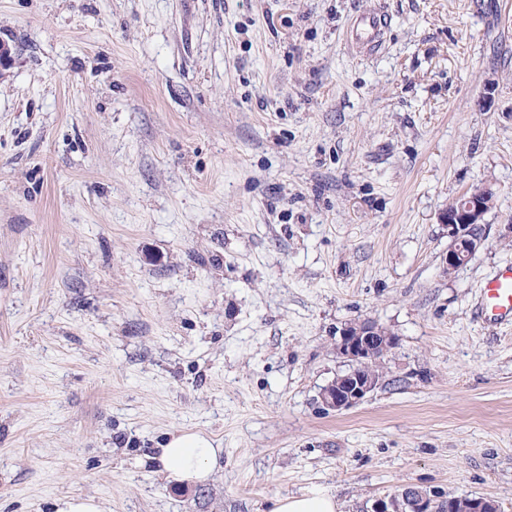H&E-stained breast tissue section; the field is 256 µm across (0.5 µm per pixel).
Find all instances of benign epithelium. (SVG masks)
Returning a JSON list of instances; mask_svg holds the SVG:
<instances>
[{
  "label": "benign epithelium",
  "instance_id": "1",
  "mask_svg": "<svg viewBox=\"0 0 512 512\" xmlns=\"http://www.w3.org/2000/svg\"><path fill=\"white\" fill-rule=\"evenodd\" d=\"M494 192L489 187L476 188L462 196L458 206L440 214L450 244L444 256V270L451 274L464 267L487 238L484 216L491 209ZM398 344L397 337L376 322L364 318L336 330V354L349 366L320 392L325 411L341 412L363 403L381 385L373 363L385 357ZM442 498L410 485L403 486L372 501L366 512H437Z\"/></svg>",
  "mask_w": 512,
  "mask_h": 512
}]
</instances>
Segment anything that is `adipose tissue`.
<instances>
[{
    "label": "adipose tissue",
    "mask_w": 512,
    "mask_h": 512,
    "mask_svg": "<svg viewBox=\"0 0 512 512\" xmlns=\"http://www.w3.org/2000/svg\"><path fill=\"white\" fill-rule=\"evenodd\" d=\"M220 454L206 435L182 430L170 435L154 461L166 480L197 484L206 482L219 467Z\"/></svg>",
    "instance_id": "1"
}]
</instances>
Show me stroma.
<instances>
[{"label":"stroma","mask_w":512,"mask_h":512,"mask_svg":"<svg viewBox=\"0 0 512 512\" xmlns=\"http://www.w3.org/2000/svg\"><path fill=\"white\" fill-rule=\"evenodd\" d=\"M390 18L352 48V18ZM0 512H342L412 483L512 512V0H0ZM495 193L446 273L450 202ZM399 342L324 412L336 330ZM222 450L164 480L168 435ZM476 314L489 326L512 325V263L499 267L484 281ZM153 460L167 481L197 484L206 482L220 466L221 448L204 434L175 431ZM272 512H341L336 497L323 492L289 496L277 500Z\"/></svg>","instance_id":"35a3bbf8"}]
</instances>
